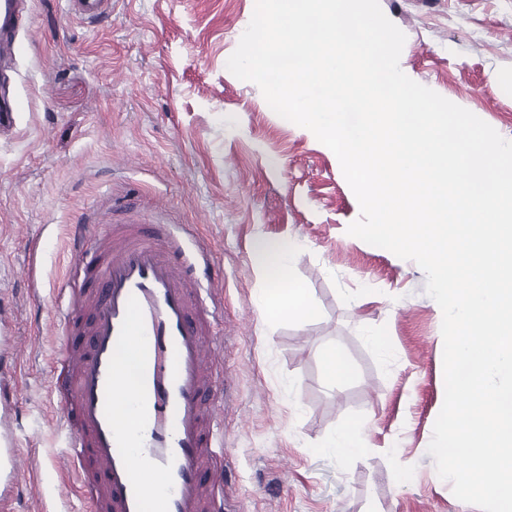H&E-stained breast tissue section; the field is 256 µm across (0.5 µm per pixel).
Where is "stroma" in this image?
<instances>
[{
    "instance_id": "obj_1",
    "label": "stroma",
    "mask_w": 512,
    "mask_h": 512,
    "mask_svg": "<svg viewBox=\"0 0 512 512\" xmlns=\"http://www.w3.org/2000/svg\"><path fill=\"white\" fill-rule=\"evenodd\" d=\"M256 0H112L91 26L63 0H29L0 138V300L23 350L14 432L30 466L0 512H91L65 469L53 363L73 225L97 251L136 208L185 224L214 259L230 395L221 421L224 512H480L428 446L444 400L442 312L426 275L348 234L358 201L335 154L277 115L226 63ZM406 36L401 70L512 140V0H379ZM293 242L315 316L267 321L257 237ZM338 348L349 373L326 378ZM363 426L367 450L329 437ZM321 356L326 369L328 381L334 387L348 375L346 360L336 347H329L325 349Z\"/></svg>"
}]
</instances>
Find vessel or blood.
Returning <instances> with one entry per match:
<instances>
[{
    "mask_svg": "<svg viewBox=\"0 0 512 512\" xmlns=\"http://www.w3.org/2000/svg\"><path fill=\"white\" fill-rule=\"evenodd\" d=\"M79 19L112 12V0H65ZM25 0H0V66L12 63ZM102 254L75 234L80 276L68 290L56 361V423L66 438V464L94 512H223L224 412L222 335L199 292L212 255L200 250L192 270L179 260L168 225L115 224ZM137 361L127 379L126 358ZM126 398L131 418L117 412ZM20 454L0 431V474L19 480ZM95 464L97 478H84ZM159 476L147 485L142 475Z\"/></svg>",
    "mask_w": 512,
    "mask_h": 512,
    "instance_id": "obj_1",
    "label": "vessel or blood"
}]
</instances>
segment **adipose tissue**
Instances as JSON below:
<instances>
[{
	"label": "adipose tissue",
	"instance_id": "obj_1",
	"mask_svg": "<svg viewBox=\"0 0 512 512\" xmlns=\"http://www.w3.org/2000/svg\"><path fill=\"white\" fill-rule=\"evenodd\" d=\"M294 256L295 248L290 243L261 238L254 245V264L268 283L265 293L259 299L261 311L268 319L305 320L316 313L305 289L292 280Z\"/></svg>",
	"mask_w": 512,
	"mask_h": 512
}]
</instances>
